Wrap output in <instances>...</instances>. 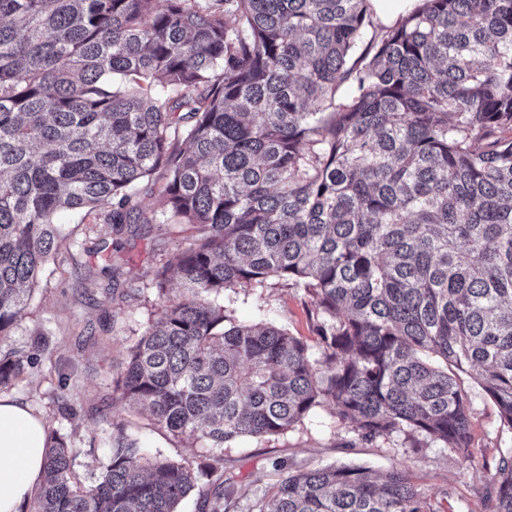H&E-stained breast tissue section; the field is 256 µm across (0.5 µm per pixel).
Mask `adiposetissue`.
Returning <instances> with one entry per match:
<instances>
[{
    "mask_svg": "<svg viewBox=\"0 0 512 512\" xmlns=\"http://www.w3.org/2000/svg\"><path fill=\"white\" fill-rule=\"evenodd\" d=\"M47 433L41 417L0 398V512H29L44 476Z\"/></svg>",
    "mask_w": 512,
    "mask_h": 512,
    "instance_id": "adipose-tissue-1",
    "label": "adipose tissue"
}]
</instances>
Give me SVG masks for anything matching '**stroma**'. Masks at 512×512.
Listing matches in <instances>:
<instances>
[{
    "instance_id": "35a3bbf8",
    "label": "stroma",
    "mask_w": 512,
    "mask_h": 512,
    "mask_svg": "<svg viewBox=\"0 0 512 512\" xmlns=\"http://www.w3.org/2000/svg\"><path fill=\"white\" fill-rule=\"evenodd\" d=\"M59 222L66 237L58 253L43 266L21 321L0 338V349L17 351L33 363L15 384L1 388L0 396L27 403L48 428L68 436L76 453L73 474L84 484L102 474L107 463L103 442L116 421L124 422L127 434L150 455L195 466L207 462L219 452L173 437L112 395L128 345L159 313L158 301L146 299L141 288L162 257L187 245L191 227L156 221L116 231L81 213L62 214ZM105 265L117 269L116 279L101 275ZM223 304L238 321H269L306 343L315 341L310 298L303 289L275 282L237 288L225 291ZM511 448L512 429L501 424L493 402L479 394L472 445L465 453L435 445L415 452L352 442L348 427L327 405L292 431L243 437L225 444L219 454L225 480L249 492L231 512H249L252 500L272 490L282 476L276 468L280 461L292 471L332 464L385 471L403 464L442 512H488L499 456Z\"/></svg>"
}]
</instances>
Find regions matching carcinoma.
<instances>
[{
    "instance_id": "obj_1",
    "label": "carcinoma",
    "mask_w": 512,
    "mask_h": 512,
    "mask_svg": "<svg viewBox=\"0 0 512 512\" xmlns=\"http://www.w3.org/2000/svg\"><path fill=\"white\" fill-rule=\"evenodd\" d=\"M0 0V338L63 211L189 224L166 299L112 392L213 448L329 403L371 443L470 447V376L512 430V0ZM162 171L157 206L134 185ZM179 280L167 296L168 272ZM310 297L316 349L218 303L268 280ZM26 361L0 354V387ZM75 481L49 433L31 512H228L224 458L151 457L112 424ZM489 512H512V451ZM257 512H436L407 467L290 472ZM375 12L382 21L392 22L400 14L412 10L420 0H372Z\"/></svg>"
}]
</instances>
